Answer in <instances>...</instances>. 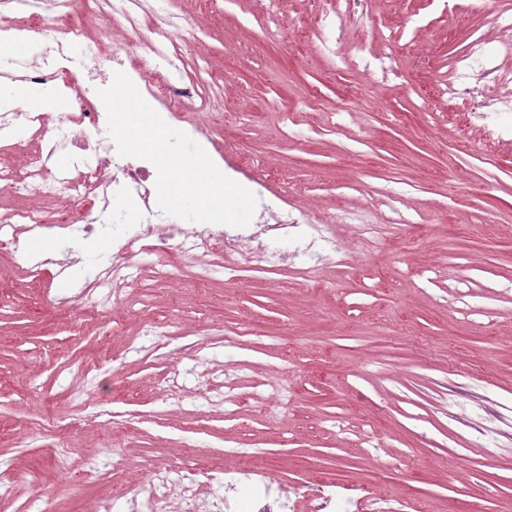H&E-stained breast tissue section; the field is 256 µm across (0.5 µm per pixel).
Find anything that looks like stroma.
<instances>
[{
  "mask_svg": "<svg viewBox=\"0 0 512 512\" xmlns=\"http://www.w3.org/2000/svg\"><path fill=\"white\" fill-rule=\"evenodd\" d=\"M173 11L211 27L182 45L183 74L204 60L221 79L194 116L224 146L211 160L321 219L339 259L304 278L303 226L263 236L278 273L233 285L161 252L105 306L87 287L111 239L80 230L60 251L15 225L0 250V512H136L143 475L190 440L199 469L234 471L235 512L273 486L311 512L313 480L422 512H512V113L472 122L444 92L469 30L498 36L493 13L412 39L425 0H287L265 42L256 0L214 21L207 0ZM327 13L339 34L308 38ZM47 151L25 128L0 137L21 173ZM340 208L399 234L355 239L331 220Z\"/></svg>",
  "mask_w": 512,
  "mask_h": 512,
  "instance_id": "1",
  "label": "stroma"
}]
</instances>
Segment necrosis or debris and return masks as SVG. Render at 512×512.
Listing matches in <instances>:
<instances>
[{
  "label": "necrosis or debris",
  "instance_id": "1",
  "mask_svg": "<svg viewBox=\"0 0 512 512\" xmlns=\"http://www.w3.org/2000/svg\"><path fill=\"white\" fill-rule=\"evenodd\" d=\"M118 2L107 25L91 35L77 18L78 0H49L47 12L35 14L27 28L42 47L40 57L0 55V81L21 73L30 82L56 90L85 77H98L108 84L115 72L121 71L129 78L145 80L148 97L158 105H175V112L168 115L172 127L197 137L199 131L189 116L208 107L205 89L216 84V77L205 69L192 78L173 77L169 69L181 58L180 24L172 20L162 25L147 24L136 10L137 0ZM496 24L501 32L509 34V41L495 45L476 30L470 34L467 45L452 57L455 78L446 87L449 100L471 103L477 99L480 89L470 81L473 73L500 79L494 61L501 52L512 53V10L499 11ZM116 29L123 30L125 36L118 47L112 44V32ZM159 59L166 62V70L154 69L153 64ZM15 127L33 130L46 138L54 151L73 147L96 151L103 146L112 151L113 157L108 161L112 174L108 177L95 167L80 178L71 179L54 173L39 159L29 162L26 172L21 174L10 163L0 161V183L14 194L35 190L67 203L53 218L35 208L0 213V226L5 230L25 224L30 230L60 242L67 241L79 223L111 233L116 253L92 284L93 290L102 296L112 297L135 280L138 267L132 264V256L158 251H193L195 260L211 269L216 265L217 250L235 249L241 257L239 271H266L267 258L254 245L251 235L230 232L220 224L202 232L189 230L179 218L151 205V165L142 158L117 155L101 98L76 96L73 111L52 123L44 114L18 105L0 109V129ZM149 475L152 495L142 503V512H166L170 493L176 488L182 493L181 512H223L224 498L219 493L224 486L223 473H213L217 493L208 499L195 495L199 472L190 464L153 469Z\"/></svg>",
  "mask_w": 512,
  "mask_h": 512
}]
</instances>
